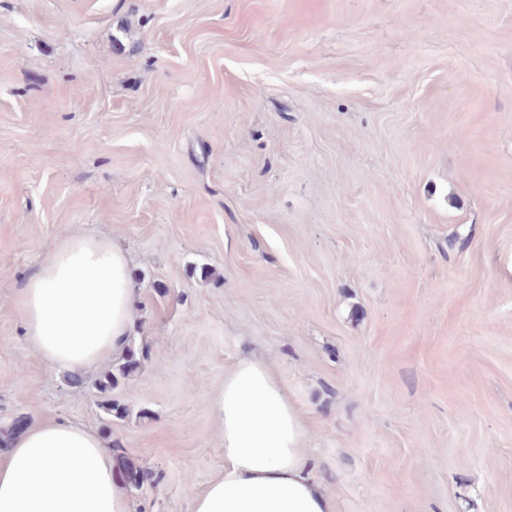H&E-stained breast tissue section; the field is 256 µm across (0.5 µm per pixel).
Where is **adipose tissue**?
I'll return each instance as SVG.
<instances>
[{
	"label": "adipose tissue",
	"instance_id": "obj_1",
	"mask_svg": "<svg viewBox=\"0 0 512 512\" xmlns=\"http://www.w3.org/2000/svg\"><path fill=\"white\" fill-rule=\"evenodd\" d=\"M137 288L106 238L58 237L13 304L29 345L57 370L97 366L131 328ZM224 469L189 512H334L306 427L270 365L240 354L212 399ZM112 448L70 419L28 425L0 453V512H132Z\"/></svg>",
	"mask_w": 512,
	"mask_h": 512
}]
</instances>
